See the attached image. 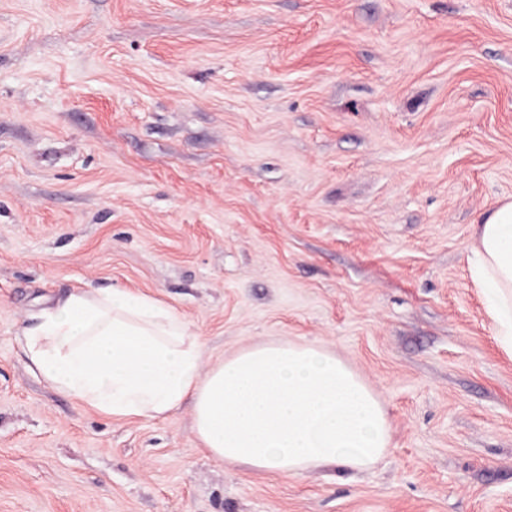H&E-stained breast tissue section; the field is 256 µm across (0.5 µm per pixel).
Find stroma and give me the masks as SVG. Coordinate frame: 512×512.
<instances>
[{"label": "stroma", "instance_id": "1", "mask_svg": "<svg viewBox=\"0 0 512 512\" xmlns=\"http://www.w3.org/2000/svg\"><path fill=\"white\" fill-rule=\"evenodd\" d=\"M512 201V0H0V512H512V355L468 257ZM77 288L160 299L205 364L329 349L371 469L214 459L19 341Z\"/></svg>", "mask_w": 512, "mask_h": 512}]
</instances>
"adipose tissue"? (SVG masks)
Instances as JSON below:
<instances>
[{
  "mask_svg": "<svg viewBox=\"0 0 512 512\" xmlns=\"http://www.w3.org/2000/svg\"><path fill=\"white\" fill-rule=\"evenodd\" d=\"M470 274L512 353V201L477 230ZM32 369L57 390L117 417L160 419L192 399L199 441L217 460L293 476L364 470L390 444L373 390L335 353L314 345L247 346L202 368L198 336L160 300L121 288L78 290L22 329Z\"/></svg>",
  "mask_w": 512,
  "mask_h": 512,
  "instance_id": "1",
  "label": "adipose tissue"
}]
</instances>
